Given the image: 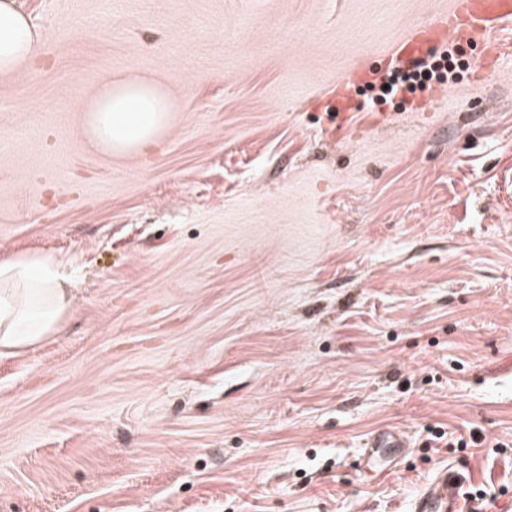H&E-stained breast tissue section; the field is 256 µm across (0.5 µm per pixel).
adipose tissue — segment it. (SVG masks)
<instances>
[{
  "label": "adipose tissue",
  "mask_w": 512,
  "mask_h": 512,
  "mask_svg": "<svg viewBox=\"0 0 512 512\" xmlns=\"http://www.w3.org/2000/svg\"><path fill=\"white\" fill-rule=\"evenodd\" d=\"M41 41L15 0H0V76L31 60ZM172 110L168 96L151 82L108 80L85 107L83 125L89 140L106 152L140 155L159 142ZM73 301L70 281L55 258L36 254L0 261V353L58 333Z\"/></svg>",
  "instance_id": "obj_1"
}]
</instances>
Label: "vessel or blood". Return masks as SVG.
<instances>
[{
    "label": "vessel or blood",
    "instance_id": "b4317fda",
    "mask_svg": "<svg viewBox=\"0 0 512 512\" xmlns=\"http://www.w3.org/2000/svg\"><path fill=\"white\" fill-rule=\"evenodd\" d=\"M512 24V0H450L445 11L436 13L426 24L411 28L392 47L388 59L394 65L408 67L425 59L444 41L468 42L489 37ZM383 72L354 63L341 76L343 87L327 100L330 108L343 112L353 107L346 84L365 85L380 82ZM408 440L395 429H383L366 441L364 465H371L380 450L402 454ZM466 478L454 466L440 468L414 496L410 512H466Z\"/></svg>",
    "mask_w": 512,
    "mask_h": 512
}]
</instances>
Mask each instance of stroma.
I'll return each mask as SVG.
<instances>
[{
	"instance_id": "35a3bbf8",
	"label": "stroma",
	"mask_w": 512,
	"mask_h": 512,
	"mask_svg": "<svg viewBox=\"0 0 512 512\" xmlns=\"http://www.w3.org/2000/svg\"><path fill=\"white\" fill-rule=\"evenodd\" d=\"M114 2L17 0L43 41L0 76V258L77 296L0 355V512H409L448 464L512 512V31L332 139L314 98L443 0ZM104 73L174 98L153 152L86 140ZM406 448H409V442L397 429H382L366 440L363 464L365 467L370 466L380 449H386L393 455H400Z\"/></svg>"
}]
</instances>
